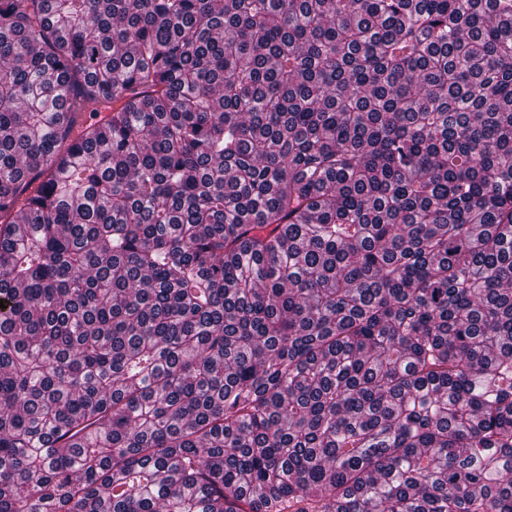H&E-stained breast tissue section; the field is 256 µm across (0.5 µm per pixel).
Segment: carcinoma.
<instances>
[{
    "mask_svg": "<svg viewBox=\"0 0 512 512\" xmlns=\"http://www.w3.org/2000/svg\"><path fill=\"white\" fill-rule=\"evenodd\" d=\"M0 512H512V0H0Z\"/></svg>",
    "mask_w": 512,
    "mask_h": 512,
    "instance_id": "1",
    "label": "carcinoma"
}]
</instances>
